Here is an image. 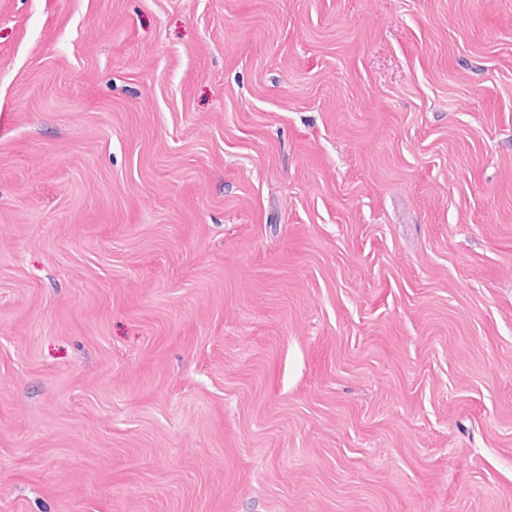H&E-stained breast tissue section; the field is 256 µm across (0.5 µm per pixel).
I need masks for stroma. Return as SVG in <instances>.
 I'll use <instances>...</instances> for the list:
<instances>
[{
    "label": "stroma",
    "instance_id": "obj_1",
    "mask_svg": "<svg viewBox=\"0 0 512 512\" xmlns=\"http://www.w3.org/2000/svg\"><path fill=\"white\" fill-rule=\"evenodd\" d=\"M0 512H512V0H0Z\"/></svg>",
    "mask_w": 512,
    "mask_h": 512
}]
</instances>
